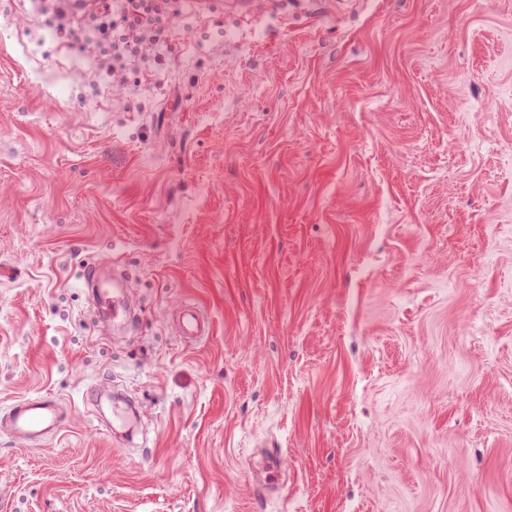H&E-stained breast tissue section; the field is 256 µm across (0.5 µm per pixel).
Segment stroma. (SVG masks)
Returning <instances> with one entry per match:
<instances>
[{
    "instance_id": "stroma-1",
    "label": "stroma",
    "mask_w": 512,
    "mask_h": 512,
    "mask_svg": "<svg viewBox=\"0 0 512 512\" xmlns=\"http://www.w3.org/2000/svg\"><path fill=\"white\" fill-rule=\"evenodd\" d=\"M271 2L0 0V512H512V0ZM120 2H122L124 14L133 18L122 41L123 54L134 59L159 42L160 31L153 26L152 19L144 20L140 15L143 1L124 0ZM68 414L61 410L52 395L15 400L0 414V432L23 442L38 444L57 435L67 423Z\"/></svg>"
}]
</instances>
